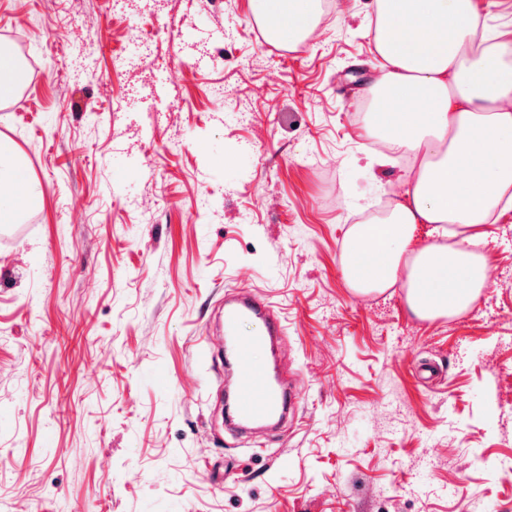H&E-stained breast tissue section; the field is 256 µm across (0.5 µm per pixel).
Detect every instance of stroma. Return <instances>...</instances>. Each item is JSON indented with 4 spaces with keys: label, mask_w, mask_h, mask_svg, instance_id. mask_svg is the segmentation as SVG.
<instances>
[{
    "label": "stroma",
    "mask_w": 512,
    "mask_h": 512,
    "mask_svg": "<svg viewBox=\"0 0 512 512\" xmlns=\"http://www.w3.org/2000/svg\"><path fill=\"white\" fill-rule=\"evenodd\" d=\"M372 8L339 0L295 50L252 0H169L158 20L0 0V49L28 66L0 136L40 189L0 232L7 512H512V207L474 233L418 227L414 247L452 234L488 263L459 316L343 280L350 217L378 212L405 168L376 164L354 115ZM132 24L146 45L126 42ZM117 55L132 67L114 72ZM238 289L287 329L256 357L297 393L275 434L218 430L208 326Z\"/></svg>",
    "instance_id": "obj_1"
}]
</instances>
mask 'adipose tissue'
<instances>
[{
	"mask_svg": "<svg viewBox=\"0 0 512 512\" xmlns=\"http://www.w3.org/2000/svg\"><path fill=\"white\" fill-rule=\"evenodd\" d=\"M278 42L300 46L319 25V0H258ZM376 75L366 131L412 159L404 190L378 224L341 247L348 287L406 290L418 318L470 307L488 282L464 248L412 249L419 224L476 228L512 204V45L480 28L474 0H374ZM13 143L0 137V223H18L36 194Z\"/></svg>",
	"mask_w": 512,
	"mask_h": 512,
	"instance_id": "1",
	"label": "adipose tissue"
}]
</instances>
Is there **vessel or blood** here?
Segmentation results:
<instances>
[{"mask_svg":"<svg viewBox=\"0 0 512 512\" xmlns=\"http://www.w3.org/2000/svg\"><path fill=\"white\" fill-rule=\"evenodd\" d=\"M245 321L254 325L248 336L239 332ZM219 332L234 365V424L241 428L275 425L287 413L292 396L270 370L253 365L252 354L255 346L271 344L285 334L283 321L259 296L240 291L235 298L225 300Z\"/></svg>","mask_w":512,"mask_h":512,"instance_id":"vessel-or-blood-1","label":"vessel or blood"}]
</instances>
